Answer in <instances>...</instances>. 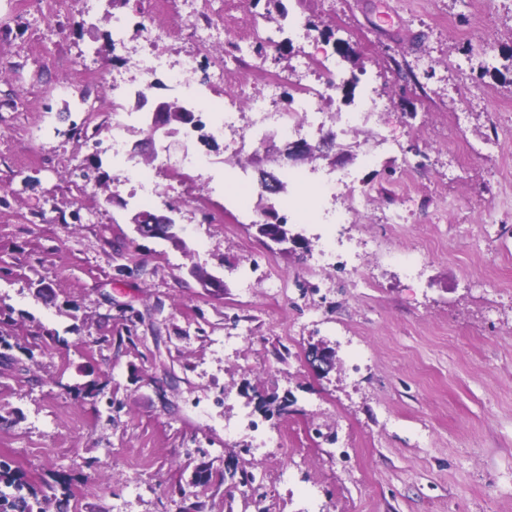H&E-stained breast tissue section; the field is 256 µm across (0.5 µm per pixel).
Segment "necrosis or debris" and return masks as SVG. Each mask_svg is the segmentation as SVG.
Wrapping results in <instances>:
<instances>
[{"label":"necrosis or debris","instance_id":"necrosis-or-debris-1","mask_svg":"<svg viewBox=\"0 0 512 512\" xmlns=\"http://www.w3.org/2000/svg\"><path fill=\"white\" fill-rule=\"evenodd\" d=\"M136 18L115 15L111 18L112 45L125 47L126 32L131 22H138L142 37L131 50L128 63L133 79H107L102 69L89 60L78 66V82L55 84L52 93L58 97L73 96L79 87L112 86V113L107 148L123 161L124 181L136 183L142 204H152L163 194L152 175L150 166L139 162L127 149L126 133L134 116L125 105L129 96L149 93L158 83H166L176 98L189 109L213 114L208 137L223 138L236 126L237 114L251 112L250 124L231 141V153L244 151L258 139L265 128L275 127L282 135L311 131L321 116L316 108L318 99L336 87V60L318 55L315 49L304 50L293 69L288 72L266 71L262 86H254V70L263 69L264 60L257 46H273L277 33L262 18L252 17L226 28L224 0H138ZM170 15L163 26L155 25L160 15ZM192 39L193 50L178 61H171L169 47L183 39ZM290 88V107L274 110L272 101L282 88Z\"/></svg>","mask_w":512,"mask_h":512}]
</instances>
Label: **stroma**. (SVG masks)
Wrapping results in <instances>:
<instances>
[{"label":"stroma","mask_w":512,"mask_h":512,"mask_svg":"<svg viewBox=\"0 0 512 512\" xmlns=\"http://www.w3.org/2000/svg\"><path fill=\"white\" fill-rule=\"evenodd\" d=\"M282 6L308 38L268 48L267 69L288 70L308 42L352 51L320 102L345 162L298 164L306 183L269 199L305 248L261 236L262 211H240L218 168L151 207L173 215L178 249L130 222L140 205L105 150L111 87L85 89L97 112L80 146L82 97L49 92L89 52L132 78L106 21L0 0V333L16 344L0 360V462L41 494L69 480L66 512H512V0ZM366 82L383 109L346 131L339 115ZM459 110L466 141H495L492 153L458 160ZM240 160L254 198L261 171H281L264 144ZM346 173L369 193L349 223L289 217V198ZM322 235L369 287L313 266ZM412 248L429 254L415 277ZM195 266L223 290L202 288ZM319 345L336 352L322 373L308 360ZM247 412L286 432L274 455L250 452Z\"/></svg>","instance_id":"stroma-1"}]
</instances>
